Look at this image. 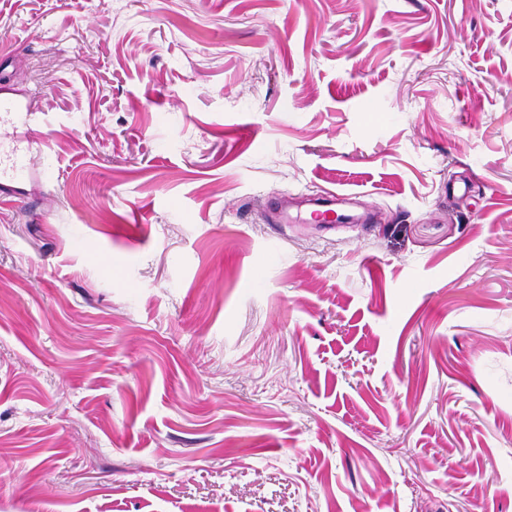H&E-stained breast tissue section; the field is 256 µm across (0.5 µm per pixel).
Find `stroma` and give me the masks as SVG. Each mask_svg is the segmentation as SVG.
<instances>
[{
    "mask_svg": "<svg viewBox=\"0 0 512 512\" xmlns=\"http://www.w3.org/2000/svg\"><path fill=\"white\" fill-rule=\"evenodd\" d=\"M0 71V512H512V0H0ZM0 127L2 130H11L12 135L19 140L26 142L27 150L24 153H17L16 150L10 153L0 154L1 177L30 174L42 166L46 154V133L36 126L31 114L20 103L0 104ZM38 132V133H35Z\"/></svg>",
    "mask_w": 512,
    "mask_h": 512,
    "instance_id": "1",
    "label": "stroma"
}]
</instances>
